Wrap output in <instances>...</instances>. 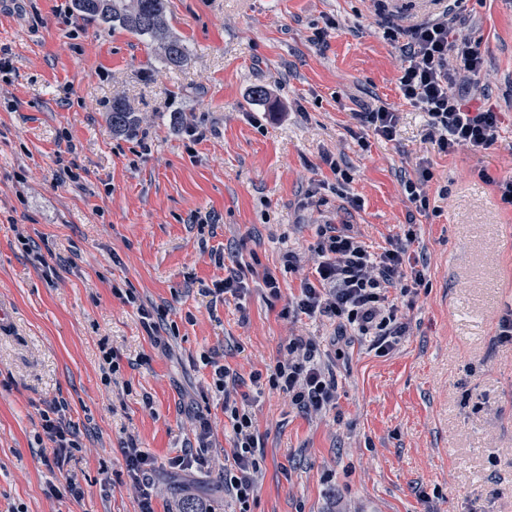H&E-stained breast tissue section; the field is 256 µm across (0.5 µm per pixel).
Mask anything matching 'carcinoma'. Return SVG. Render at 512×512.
<instances>
[{
    "instance_id": "1",
    "label": "carcinoma",
    "mask_w": 512,
    "mask_h": 512,
    "mask_svg": "<svg viewBox=\"0 0 512 512\" xmlns=\"http://www.w3.org/2000/svg\"><path fill=\"white\" fill-rule=\"evenodd\" d=\"M72 7L81 16L149 38L156 42L167 64L183 65V44L170 34L166 22L168 0H72ZM111 121L113 132L137 136L136 119L120 99L112 102Z\"/></svg>"
}]
</instances>
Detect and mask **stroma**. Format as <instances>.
Segmentation results:
<instances>
[{"instance_id": "35a3bbf8", "label": "stroma", "mask_w": 512, "mask_h": 512, "mask_svg": "<svg viewBox=\"0 0 512 512\" xmlns=\"http://www.w3.org/2000/svg\"><path fill=\"white\" fill-rule=\"evenodd\" d=\"M442 0H169L187 59L81 18L71 0H0V512H139L122 453L153 460L155 512H512V210L491 178L512 176V0H466L465 30L501 114L496 142L439 153L403 99L399 44ZM265 97H255V87ZM123 98L139 132L114 134ZM399 112L394 140L356 137L357 115ZM334 158L352 175L340 186ZM77 166L59 182V162ZM427 163L429 207L403 176ZM360 207L352 208L347 198ZM414 222L426 285L401 298L407 335L381 356L353 339L336 362L335 408L305 414L255 393L290 336L332 351L325 318L283 316L311 269L320 225L352 224L373 251ZM50 247L47 267L31 248ZM223 263H216V255ZM257 269L245 295L215 294L228 268ZM280 285L272 296L259 277ZM155 311L151 338L139 307ZM112 364H105L104 350ZM241 379L260 436L247 505L224 492L232 433L214 367ZM66 406L77 450L48 468L41 413ZM211 424L207 462L170 461ZM84 491L76 500L67 480Z\"/></svg>"}]
</instances>
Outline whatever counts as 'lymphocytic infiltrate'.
Here are the masks:
<instances>
[{"label": "lymphocytic infiltrate", "mask_w": 512, "mask_h": 512, "mask_svg": "<svg viewBox=\"0 0 512 512\" xmlns=\"http://www.w3.org/2000/svg\"><path fill=\"white\" fill-rule=\"evenodd\" d=\"M464 0H452L435 17L404 28L384 21L387 40L404 41L407 64L399 78L403 98L425 115L426 137L439 152L479 151L497 138L500 115L493 108L475 105L484 84L482 61L464 35ZM465 77L466 90L454 89ZM414 231L390 240L381 254L371 253L350 224H326L313 247L317 257L312 276L303 278L299 291L284 308L285 316H323L335 325L337 340H369L372 349L385 355L407 333L397 299L424 287L426 273L410 249ZM253 383L267 382L305 413H320L336 403V374L322 357L319 345L308 336L289 339L281 360L269 377L254 374ZM224 414L233 432V449L224 457V489L239 503L255 492L254 474L258 437L249 411L236 401L224 402ZM42 427L50 443L55 467H62L78 443L65 424L60 409L42 412Z\"/></svg>", "instance_id": "1"}]
</instances>
